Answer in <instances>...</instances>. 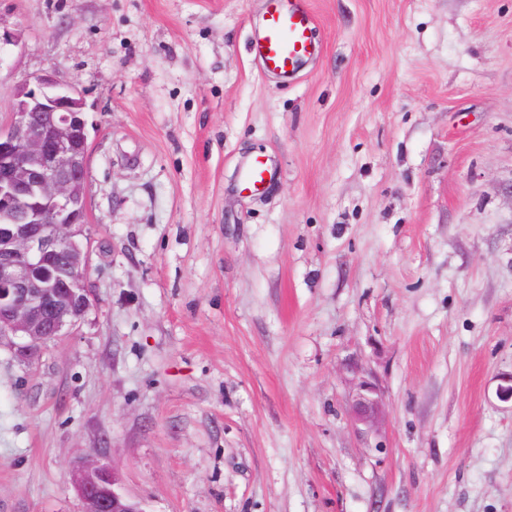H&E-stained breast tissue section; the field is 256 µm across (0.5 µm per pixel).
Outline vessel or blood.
<instances>
[{
    "mask_svg": "<svg viewBox=\"0 0 512 512\" xmlns=\"http://www.w3.org/2000/svg\"><path fill=\"white\" fill-rule=\"evenodd\" d=\"M312 13L295 0H271L254 50L266 71L293 72L311 52Z\"/></svg>",
    "mask_w": 512,
    "mask_h": 512,
    "instance_id": "obj_1",
    "label": "vessel or blood"
}]
</instances>
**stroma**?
I'll list each match as a JSON object with an SVG mask.
<instances>
[{
    "label": "stroma",
    "mask_w": 512,
    "mask_h": 512,
    "mask_svg": "<svg viewBox=\"0 0 512 512\" xmlns=\"http://www.w3.org/2000/svg\"><path fill=\"white\" fill-rule=\"evenodd\" d=\"M307 5L284 78L267 0H0V122L83 95L90 241L84 320L0 348V512L89 455L144 512H512V0ZM270 1L254 50L267 72L291 73L311 54L309 35L314 17L295 2L302 0ZM353 415L356 422L372 425L377 414L380 396L377 385L369 379H360L356 384Z\"/></svg>",
    "instance_id": "stroma-1"
}]
</instances>
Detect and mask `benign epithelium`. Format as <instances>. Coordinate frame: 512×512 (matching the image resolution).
<instances>
[{
	"label": "benign epithelium",
	"instance_id": "7a95c632",
	"mask_svg": "<svg viewBox=\"0 0 512 512\" xmlns=\"http://www.w3.org/2000/svg\"><path fill=\"white\" fill-rule=\"evenodd\" d=\"M81 96L44 74L16 95L0 123V346L29 359L76 326L89 308L85 286L88 140ZM354 419L372 425L377 385L356 384ZM74 482L81 512H145L116 489L115 470L82 460Z\"/></svg>",
	"mask_w": 512,
	"mask_h": 512
}]
</instances>
